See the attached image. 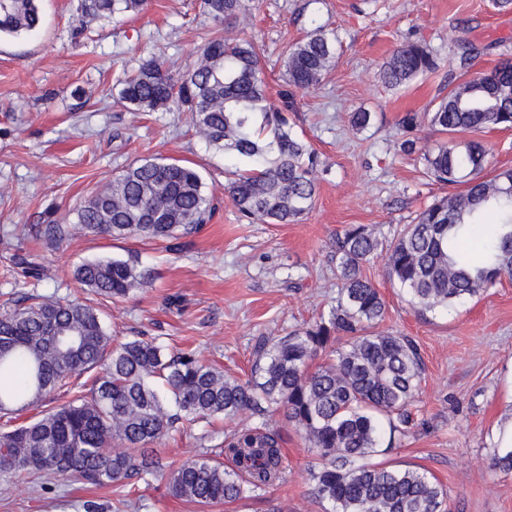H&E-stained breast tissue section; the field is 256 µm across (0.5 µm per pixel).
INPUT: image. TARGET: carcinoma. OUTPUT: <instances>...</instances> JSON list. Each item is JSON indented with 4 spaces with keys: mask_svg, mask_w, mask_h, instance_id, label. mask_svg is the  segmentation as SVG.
Segmentation results:
<instances>
[{
    "mask_svg": "<svg viewBox=\"0 0 512 512\" xmlns=\"http://www.w3.org/2000/svg\"><path fill=\"white\" fill-rule=\"evenodd\" d=\"M147 0H83L93 20L140 12ZM218 22L237 18L245 0H203ZM42 23L39 0H0V37H18ZM336 34L318 26L281 59L284 82L305 90L335 66ZM205 63L175 73L150 57L120 81V99L136 112L190 114L196 135L239 162L225 190L250 221L292 224L314 204L319 159L298 138L286 112L269 101L255 43L246 38L209 41ZM424 46L404 43L391 52L381 77L393 88L434 70ZM430 125L450 135L433 151L405 139L401 149L420 153L427 175L464 190L445 195L405 227L385 255L389 280L424 315L475 297L512 275V169L491 178L483 171L489 150L468 134L512 129V59L462 78L429 114ZM211 199L189 166L145 158L99 187L76 212L79 229L112 237L178 239L210 221ZM62 224H43L51 245ZM380 241L353 224L336 237L342 282L336 305L263 350L245 382L203 362L194 351L171 354L156 340L115 341L96 309L79 301L9 299L0 311V415L35 406L95 372L88 393L0 432V473H47L110 485L157 471L152 445L182 418H234L248 411L252 424L224 437L231 465L199 455L173 469L169 493L198 505L232 502L267 491L284 472L281 437L269 426L270 408L283 410L313 452L312 493L325 512H446L447 490L425 472L367 462L384 428L404 436L416 424L414 395L422 360L407 336L372 330L386 304L362 264ZM76 279L97 295L125 299L146 286L137 267L119 259L82 264ZM344 345L333 347L336 338ZM324 359L318 364V356ZM490 467L512 473V447L496 446Z\"/></svg>",
    "mask_w": 512,
    "mask_h": 512,
    "instance_id": "1",
    "label": "carcinoma"
}]
</instances>
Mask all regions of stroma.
Returning <instances> with one entry per match:
<instances>
[{
  "mask_svg": "<svg viewBox=\"0 0 512 512\" xmlns=\"http://www.w3.org/2000/svg\"><path fill=\"white\" fill-rule=\"evenodd\" d=\"M81 0H40L43 24L32 35L0 39V294L79 298L113 336L159 338L170 351L195 350L225 374L246 378L262 348L335 305L340 281L336 236L351 224L373 227L390 244L404 225L452 189L432 181L418 155L405 154L402 119L419 114L413 138L446 142L424 113L458 81L463 44L481 53L469 73L512 57V9L493 0H250L229 26L201 0H148L143 12L81 23ZM334 31L333 69L295 92L288 119L318 155L322 173L312 209L294 224L249 222L224 186V156L201 142L184 112H135L119 97L118 77L147 57L185 72L194 53L218 34L255 41L268 91L287 86L280 60L315 27ZM405 42L426 45L435 71L404 88L379 72ZM374 120L352 127L351 113ZM171 158L196 169L214 212L178 244L76 231V210L99 182L129 164ZM69 227L55 246L36 235L47 215ZM132 261L149 276L120 301L101 298L75 278L85 261ZM377 252L363 267L386 302L378 328L411 337L424 363L416 396L419 421L373 463L433 475L448 492V512H512V474L489 466L500 428L512 424V276L436 315H417L384 271ZM181 420L156 445L162 470L109 486L53 474H0V512H324L312 493L314 455L282 413L269 422L282 437L286 473L267 493L209 507L173 497L165 474L223 447L251 423Z\"/></svg>",
  "mask_w": 512,
  "mask_h": 512,
  "instance_id": "35a3bbf8",
  "label": "stroma"
}]
</instances>
